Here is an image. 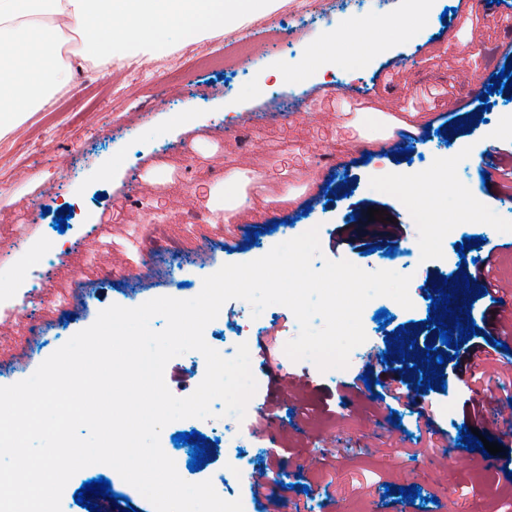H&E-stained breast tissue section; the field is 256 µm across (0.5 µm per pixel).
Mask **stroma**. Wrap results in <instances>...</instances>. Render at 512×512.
<instances>
[{"label":"stroma","instance_id":"stroma-1","mask_svg":"<svg viewBox=\"0 0 512 512\" xmlns=\"http://www.w3.org/2000/svg\"><path fill=\"white\" fill-rule=\"evenodd\" d=\"M404 4L362 0L340 13L333 0H284L292 43H275L260 18L240 31L264 44L260 54L219 35L203 43L184 40L146 67L133 56L116 58L106 69L78 72L67 90L0 138V363L7 365L0 386L30 377L108 306L192 298L222 265L260 258L316 226L321 254L314 268L346 260L367 271L390 269L383 224L365 218L368 209H381L395 218L397 241L418 250L412 308L371 300L362 314L366 340L353 364L322 371L286 355L285 344L299 332L290 309L274 306L259 325L248 322L246 301L228 300L204 338L217 349L225 331L245 325L257 391L243 420H177L163 428L161 447L183 480L211 481L220 497L241 501L244 512H512V427L497 414L499 402L512 398V382L501 380L512 375V351L481 360L491 378L484 386L471 381L474 344L466 342L441 366L445 389L398 402L384 397L382 381L409 378V371L377 362L401 327L420 346L441 348L427 321L428 292L462 272L480 285L475 258L495 252L492 275L512 291V202H502L501 185L481 177L490 151L512 152V140L490 137L512 115V88L486 91L491 75L512 60L504 25L512 0H500L492 11L476 0H438L437 16L416 33L401 22ZM356 22L379 30L385 49L354 73L345 66L352 46L338 35ZM319 44L330 45L333 64L312 57ZM204 45L222 50L223 67L197 69ZM160 72L170 78L158 85L153 78ZM302 98L306 111H294V100ZM187 110L191 121L172 127L171 113ZM402 130L415 136L406 155L386 145ZM452 141L458 145L453 154ZM35 143L41 153L32 152ZM444 159L451 162L453 185L435 200L433 224L407 210L397 191L370 189L372 181L397 183ZM463 192L480 196V212L448 239L435 237L434 223L456 211ZM65 207L73 211L65 235L70 248L52 287L44 288L42 263L28 258L45 254ZM192 213L205 214L206 223H187ZM356 214L365 218L362 227L351 225ZM151 217L171 247L168 257H150L141 248ZM468 236L473 243L466 249ZM105 269L115 272L114 280L103 279ZM62 298L73 306L66 320L57 311ZM381 309L392 315L389 325L377 321ZM264 360L301 379V386L274 382L259 369ZM205 372L203 355L190 351L169 361L164 379L181 398ZM366 379L371 388L363 387ZM261 406L280 425L276 442L264 435ZM465 426L501 446L503 467L457 444ZM192 430L204 435L209 457L194 472L189 446L172 444L173 435ZM240 455L267 468V497L255 499L250 479L236 471ZM99 477L137 512H154L103 464L70 479L62 512H86L74 494ZM412 485L420 497H401Z\"/></svg>","mask_w":512,"mask_h":512}]
</instances>
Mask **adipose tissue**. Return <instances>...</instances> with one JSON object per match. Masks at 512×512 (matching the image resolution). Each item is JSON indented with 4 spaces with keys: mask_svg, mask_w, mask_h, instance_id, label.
Wrapping results in <instances>:
<instances>
[{
    "mask_svg": "<svg viewBox=\"0 0 512 512\" xmlns=\"http://www.w3.org/2000/svg\"><path fill=\"white\" fill-rule=\"evenodd\" d=\"M282 0H0V137L48 104L77 66L135 51L153 57L209 29L235 32ZM448 184L447 167L403 183L413 210Z\"/></svg>",
    "mask_w": 512,
    "mask_h": 512,
    "instance_id": "ef3b65f1",
    "label": "adipose tissue"
}]
</instances>
